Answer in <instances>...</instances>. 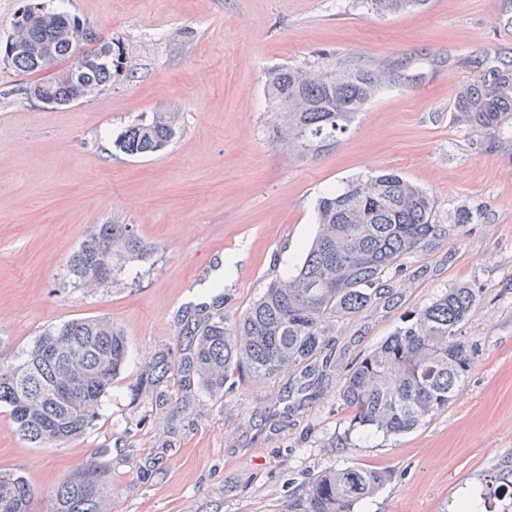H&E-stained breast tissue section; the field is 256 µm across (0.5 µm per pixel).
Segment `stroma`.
<instances>
[{
	"instance_id": "1",
	"label": "stroma",
	"mask_w": 512,
	"mask_h": 512,
	"mask_svg": "<svg viewBox=\"0 0 512 512\" xmlns=\"http://www.w3.org/2000/svg\"><path fill=\"white\" fill-rule=\"evenodd\" d=\"M121 43L124 67L91 99L47 106L25 86L43 73L0 60V355L19 358L45 329L107 317L129 355L101 417L60 447L22 439L0 408V472L23 476L31 512H48L67 476L95 460L115 512H277L314 473L358 465L391 481L355 512H454L512 462V141L456 121L458 92L486 63H512V0H428L380 16L360 0H41ZM344 56L394 60L403 77L318 156L282 148L264 89L273 66ZM168 112L178 135L135 157L114 139ZM382 171L421 186L450 231L390 271L385 296L334 321L335 369L317 391L286 380H234L211 399L179 376L144 381L157 351L184 353L177 318L223 283L235 320L274 278L294 272L325 192ZM475 223L454 229L456 214ZM94 224H129L152 265L89 291L66 282ZM466 283L482 304L462 327L476 347L459 397L400 437L349 434L339 397L351 363L437 294Z\"/></svg>"
}]
</instances>
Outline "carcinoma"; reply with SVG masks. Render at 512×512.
<instances>
[{
	"instance_id": "1",
	"label": "carcinoma",
	"mask_w": 512,
	"mask_h": 512,
	"mask_svg": "<svg viewBox=\"0 0 512 512\" xmlns=\"http://www.w3.org/2000/svg\"><path fill=\"white\" fill-rule=\"evenodd\" d=\"M425 0H365L368 9L401 14ZM18 11L13 30L24 42H55L56 60L74 65L62 35L71 16L43 23ZM118 60L85 63L83 77L107 86ZM385 66L338 57L325 66L278 65L265 77L277 110L274 139L287 150L317 156L334 147L355 115L393 81ZM457 119L505 132L512 119V69L493 66L456 98ZM178 133L171 116L158 112L135 122L114 140L127 155L163 150ZM432 201L423 189L395 172L351 182L321 197L318 229L296 271L270 282L233 322L224 317V294L182 311L178 336L187 356L175 366L158 352L146 366L151 382L176 370L183 387L207 396L224 395L234 376L276 380L298 375L302 389L317 387L335 362L324 353L330 325L372 305L383 277L407 256L448 234L432 222ZM151 250L129 224H94L66 266L68 282L94 290L118 284L134 262ZM482 292L458 285L417 310L404 325L359 359L345 377L339 397L352 412L349 431L397 437L448 409L460 395L474 363L472 346L459 331L481 305ZM323 359H318V356ZM128 345L106 318H80L45 330L21 360L0 356V407L19 435L42 447H59L82 436L100 416L103 398L124 366ZM390 473L346 466L318 472L282 512H354L374 497ZM493 494L512 512V480L500 477ZM34 493L24 477L0 472V512H29ZM49 512H111L110 495L95 461L56 488Z\"/></svg>"
}]
</instances>
